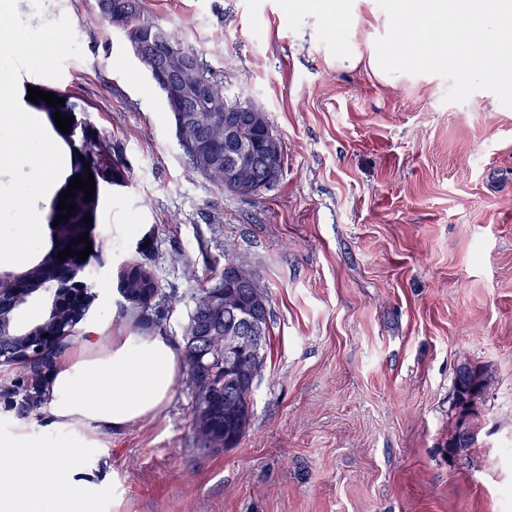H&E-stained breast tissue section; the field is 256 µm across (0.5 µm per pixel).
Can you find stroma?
<instances>
[{
	"label": "stroma",
	"instance_id": "1",
	"mask_svg": "<svg viewBox=\"0 0 512 512\" xmlns=\"http://www.w3.org/2000/svg\"><path fill=\"white\" fill-rule=\"evenodd\" d=\"M141 4L264 108L284 170L252 198L192 173L94 0H18L34 28L67 16L83 52L20 88L79 98L130 166L125 186H101L78 276L97 297L74 337L134 323L117 274L143 257L178 295L161 324L181 343L193 296L243 260L272 310L251 425L237 447H201L184 376L154 418L59 433L24 403L30 368L0 361V430H35L64 468L89 446L105 512H512V108L485 90L445 102L437 75L388 85L337 66L345 24L287 0ZM464 365L489 387L473 447L452 457Z\"/></svg>",
	"mask_w": 512,
	"mask_h": 512
}]
</instances>
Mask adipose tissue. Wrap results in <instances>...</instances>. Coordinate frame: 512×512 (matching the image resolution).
<instances>
[{
  "instance_id": "1",
  "label": "adipose tissue",
  "mask_w": 512,
  "mask_h": 512,
  "mask_svg": "<svg viewBox=\"0 0 512 512\" xmlns=\"http://www.w3.org/2000/svg\"><path fill=\"white\" fill-rule=\"evenodd\" d=\"M340 65L366 66L384 83L408 76L396 40L370 38L365 46H336ZM183 374V357L162 329L124 325L103 329L60 356L47 390L48 412L58 430L118 431L155 417ZM55 449L23 430L0 432V512H36L52 491L49 512H98L92 469L63 470Z\"/></svg>"
}]
</instances>
